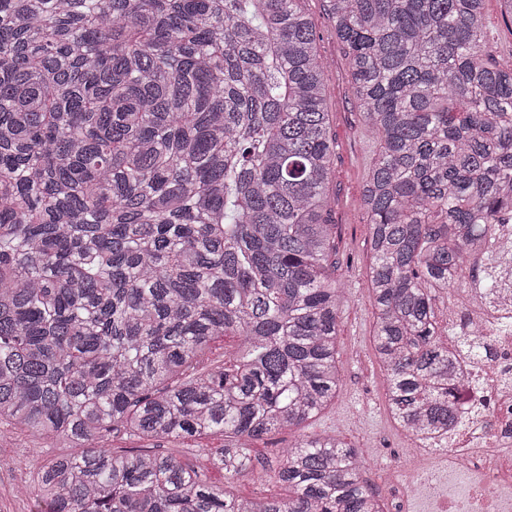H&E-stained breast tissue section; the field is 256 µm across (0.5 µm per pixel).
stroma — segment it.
I'll return each instance as SVG.
<instances>
[{
  "label": "stroma",
  "mask_w": 512,
  "mask_h": 512,
  "mask_svg": "<svg viewBox=\"0 0 512 512\" xmlns=\"http://www.w3.org/2000/svg\"><path fill=\"white\" fill-rule=\"evenodd\" d=\"M304 8L315 23L318 52L329 64L325 93L336 137L332 220L336 226V248L345 287L337 338L341 389L335 402L310 420L306 429L271 433L255 442L253 453L272 461L294 444L301 433L333 429L345 443L362 453L366 479L386 503L387 512H439L448 499L445 480L434 482L431 488L412 497L404 495L399 486L387 480L390 469L404 464L408 449L406 432L394 423L388 410L386 376L374 356L375 315L367 288L369 230L360 198L379 145L361 125L345 52L333 33L324 0H305ZM485 19L494 35L489 55L500 66H511L512 22L503 18L499 0H486ZM223 444V435L209 434L187 444L173 440L167 447L189 466L206 473L211 483L225 485L234 494L247 497L263 490L286 495L284 485L270 483L262 487L248 476L228 480L222 472L211 469L205 451ZM54 454V449L46 447L44 441L33 439L10 425L0 426V458L8 461L7 467H0V512H32L30 486L35 471L43 460Z\"/></svg>",
  "instance_id": "35a3bbf8"
}]
</instances>
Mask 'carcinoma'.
<instances>
[{"label": "carcinoma", "instance_id": "cac0c4a2", "mask_svg": "<svg viewBox=\"0 0 512 512\" xmlns=\"http://www.w3.org/2000/svg\"><path fill=\"white\" fill-rule=\"evenodd\" d=\"M303 0H0V423L54 448L37 512H385L361 452L303 434L336 399L344 288L326 63ZM485 0H327L381 150L362 188L393 419L459 424L435 300L512 208V67ZM218 336L235 352L209 361ZM274 478L235 496L172 454ZM485 19L494 35V41L487 49L488 54L500 66L510 67L512 65V23L509 18L507 20L503 18L498 0L485 2ZM189 445L182 441H169L164 444V448H168L171 452L177 455L181 460L187 463L194 469L203 472L207 475L211 483L217 485H225V488L242 497H249L254 492L260 490L266 491L265 493L281 495L285 497L288 494L286 486L282 484L270 483L263 486L255 483L251 477H238L230 480H224V473L213 470L210 468L205 457V452L202 448H221L224 445V436L221 434L203 435L191 442Z\"/></svg>", "mask_w": 512, "mask_h": 512}]
</instances>
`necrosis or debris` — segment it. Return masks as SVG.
<instances>
[{"label":"necrosis or debris","instance_id":"1","mask_svg":"<svg viewBox=\"0 0 512 512\" xmlns=\"http://www.w3.org/2000/svg\"><path fill=\"white\" fill-rule=\"evenodd\" d=\"M511 252L510 211L501 215L475 256L479 274L471 280L470 304L448 311L452 333L478 331L484 351L479 358L463 355L458 367L453 406L463 426L445 436V450L439 455L431 441L412 438L405 467L394 473L412 492L417 489V474L433 465L451 475L468 474L465 502L449 503L447 512H512V268L502 274L500 293L483 288L498 256Z\"/></svg>","mask_w":512,"mask_h":512}]
</instances>
